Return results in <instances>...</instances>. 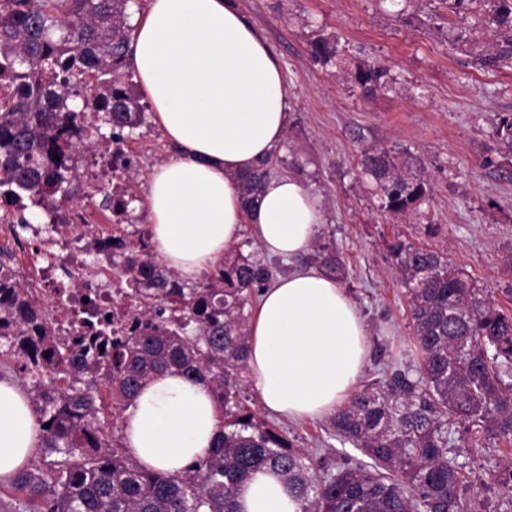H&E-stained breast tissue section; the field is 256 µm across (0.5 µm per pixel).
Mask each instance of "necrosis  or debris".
Returning <instances> with one entry per match:
<instances>
[{
	"instance_id": "necrosis-or-debris-1",
	"label": "necrosis or debris",
	"mask_w": 512,
	"mask_h": 512,
	"mask_svg": "<svg viewBox=\"0 0 512 512\" xmlns=\"http://www.w3.org/2000/svg\"><path fill=\"white\" fill-rule=\"evenodd\" d=\"M133 158L119 142L104 154H90L86 160L87 176L100 192L120 197L126 194ZM98 232L85 225H74L71 234L56 239L55 251L32 246L21 239L15 225H0V253L19 257L20 266L0 269V280L9 284L27 282L32 296L43 305L57 343H71L80 330L77 316L86 302L97 303L113 313L126 327L144 324L143 316L126 308L111 287V258L97 255Z\"/></svg>"
}]
</instances>
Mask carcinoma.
Returning a JSON list of instances; mask_svg holds the SVG:
<instances>
[{
  "label": "carcinoma",
  "instance_id": "carcinoma-1",
  "mask_svg": "<svg viewBox=\"0 0 512 512\" xmlns=\"http://www.w3.org/2000/svg\"><path fill=\"white\" fill-rule=\"evenodd\" d=\"M464 26L470 41L477 16L489 31L506 27L484 67L512 65V0H436ZM129 0H0V81H25L27 92L0 97V209L27 194L46 208L69 201L77 183L72 137L93 142L94 131L128 138L145 120L148 103L131 90ZM323 66L338 46L310 42ZM369 97L387 87L389 69L366 61L348 73ZM99 115L84 125L78 103ZM497 134L512 148V112L498 116ZM362 173L376 184L377 208L393 216L418 214L429 184L406 172L387 150L363 152ZM274 176L273 157L240 178L251 204ZM71 185L63 194V183ZM138 240L107 236L106 251L123 257L115 275L130 281L128 298L149 316L131 332L101 316L91 344L60 348L49 336L43 309L24 288L0 287V313L24 325L0 335V364L17 363L41 425V466H23L0 479V512H236L235 496L251 473L269 469L291 483L303 512H512V455L488 477L448 457L453 442L477 448L485 440L512 442V310L479 296L445 251L398 241L395 270L408 298L419 369H395L338 408L330 434L370 459L368 464L321 466L314 472L287 435L256 420L246 404L248 324L252 298L280 267L246 236L224 264L191 284ZM318 266L347 276L340 254L318 245ZM173 373L208 383L223 417L208 456L179 475L140 466L128 448L104 431L108 408L127 409L152 378ZM108 382L107 393L99 389Z\"/></svg>",
  "mask_w": 512,
  "mask_h": 512
}]
</instances>
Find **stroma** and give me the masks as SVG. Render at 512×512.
<instances>
[{"mask_svg": "<svg viewBox=\"0 0 512 512\" xmlns=\"http://www.w3.org/2000/svg\"><path fill=\"white\" fill-rule=\"evenodd\" d=\"M273 49L288 86V128L274 157L304 165L301 178L320 197L323 244L338 250L344 283L369 328L360 379L369 385L384 369L418 365L410 307L390 251L396 240L434 242L466 273L480 296L512 308V149L495 133L499 113L512 112V67L478 64L488 48L454 42L460 21L438 0H237ZM338 41L347 64L379 61L397 79L372 98L343 72L315 64L309 44ZM126 146L137 166L136 192L172 154L163 130L148 120ZM383 148L433 188L428 221L440 233L381 214L360 176L364 150ZM257 419L283 427L296 447L329 463L364 462L360 449L327 432V419L292 421L270 414L256 387L247 391Z\"/></svg>", "mask_w": 512, "mask_h": 512, "instance_id": "1", "label": "stroma"}]
</instances>
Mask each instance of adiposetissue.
Listing matches in <instances>:
<instances>
[{
  "mask_svg": "<svg viewBox=\"0 0 512 512\" xmlns=\"http://www.w3.org/2000/svg\"><path fill=\"white\" fill-rule=\"evenodd\" d=\"M132 62L173 148L145 185L159 258L187 281L221 265L251 233L268 256L293 260L325 222L301 180L271 177L251 209L238 178L282 144L288 86L267 41L234 0H148L131 37ZM248 368L264 407L294 420L332 415L355 390L368 326L349 292L319 267H294L266 288L249 322ZM221 412L206 383L166 373L149 380L125 415V442L143 466L176 474L213 447ZM40 445L29 396L0 380V477ZM238 512H302L293 486L252 473Z\"/></svg>",
  "mask_w": 512,
  "mask_h": 512,
  "instance_id": "ef3b65f1",
  "label": "adipose tissue"
}]
</instances>
